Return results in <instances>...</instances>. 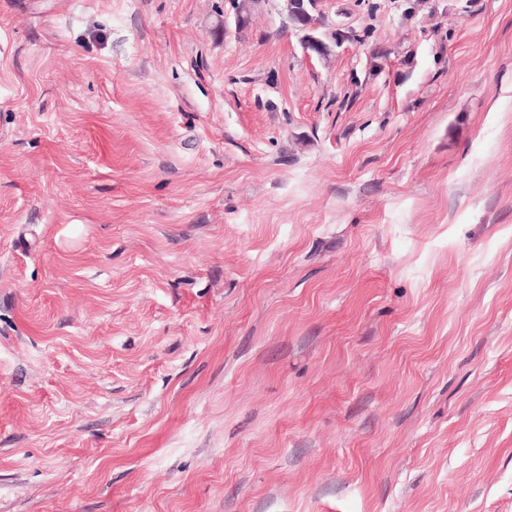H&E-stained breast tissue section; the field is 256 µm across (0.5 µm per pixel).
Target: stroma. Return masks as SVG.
Listing matches in <instances>:
<instances>
[{"label": "stroma", "instance_id": "stroma-1", "mask_svg": "<svg viewBox=\"0 0 512 512\" xmlns=\"http://www.w3.org/2000/svg\"><path fill=\"white\" fill-rule=\"evenodd\" d=\"M0 0V512H512V0ZM283 5L281 8L284 15L286 27L292 28L296 33L304 35V29L309 24L310 20L299 10L298 0H282Z\"/></svg>", "mask_w": 512, "mask_h": 512}]
</instances>
